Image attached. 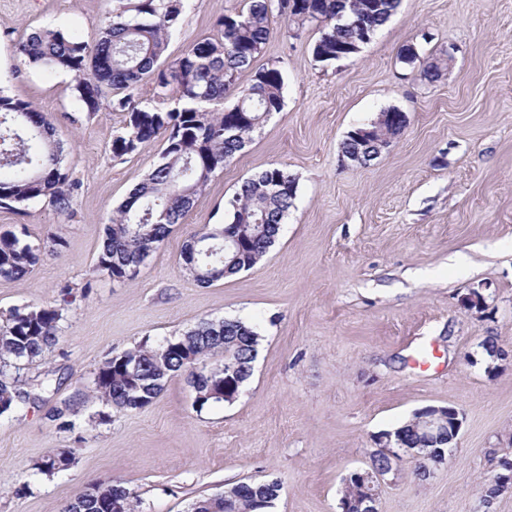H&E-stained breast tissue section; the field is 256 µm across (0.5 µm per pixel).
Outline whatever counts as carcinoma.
<instances>
[{
  "label": "carcinoma",
  "instance_id": "carcinoma-1",
  "mask_svg": "<svg viewBox=\"0 0 512 512\" xmlns=\"http://www.w3.org/2000/svg\"><path fill=\"white\" fill-rule=\"evenodd\" d=\"M99 37L91 44L56 28L28 34L17 45L19 57L30 65L68 72L77 80L75 91L88 114L99 111L104 90L113 91L111 108L124 114L121 130L112 138V154L123 157L140 145L165 139L161 162L130 193L106 226L94 272L114 281L133 279L140 264L160 247L171 226L182 223L197 195L224 161L241 150L267 117L280 111L284 78L276 65L255 71L252 84L231 109L223 108L224 93L234 87L239 71L250 67L276 33L268 0H249L247 9L222 15L217 34L196 40L182 57L162 61L168 36L177 24L182 0H113ZM400 0H295L282 34L300 35L317 22L323 33L315 43V60L330 62L354 39L357 24L382 27ZM152 84V96H136L139 86ZM180 106L168 108L171 95ZM341 150L365 157L377 144H357L346 137ZM80 189L64 165V149L55 138L50 118L31 102L0 94V206L14 207L46 199L59 213L68 214ZM296 180L280 167H268L246 181L230 205L232 221L195 232L185 245L186 271L208 284L259 263L275 244L282 221L293 204ZM26 227L0 233V279L13 280L41 259L43 246L27 240ZM236 246L224 252V239ZM61 303L28 304L9 310L0 323V415L17 410L26 395L17 388L23 366L48 353L59 340L63 313L75 301L74 288L61 286ZM260 336L240 319L206 320L186 333L152 345L143 342L121 355L136 362L134 378L125 366L107 360L95 378V397L117 410H137L151 404L178 373L195 387V405L232 402L224 387L245 383L253 371ZM224 351V373L212 377L189 370V358ZM397 451L416 460L415 475L425 478L434 458L448 449V427L436 445L425 442V421L415 413L395 429ZM395 460L381 451L370 457L367 469L387 474ZM97 499L80 495L65 512H112V498L123 512H136L130 491L118 484L105 487ZM277 479L232 484L229 508L205 497L191 512H270L279 497Z\"/></svg>",
  "mask_w": 512,
  "mask_h": 512
}]
</instances>
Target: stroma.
<instances>
[{"instance_id": "obj_1", "label": "stroma", "mask_w": 512, "mask_h": 512, "mask_svg": "<svg viewBox=\"0 0 512 512\" xmlns=\"http://www.w3.org/2000/svg\"><path fill=\"white\" fill-rule=\"evenodd\" d=\"M246 6L187 0L165 59ZM111 10L112 0H0V93L51 115L81 183L68 215L44 199L0 207L1 231L24 226L31 241H62L24 277L0 280V317L58 304L66 283L89 290L65 311L53 350L22 370L30 402L0 417V512H63L115 482L137 512H188L227 484L268 478L282 483L273 512H340L344 480L367 466L375 435L427 406L459 409L460 433L426 478L402 459L381 483L378 512H512V492L489 505L482 497L499 459L512 457V0H401L356 56L329 63L312 55L319 25L273 36L256 63L281 68V110L125 282L93 265L106 224L164 142L113 157L121 113L105 104L88 114L72 74L15 52L47 26L94 41ZM408 45L418 52L411 63L399 57ZM442 56L439 79H424L425 63ZM389 108L406 112L404 132L369 165L344 160L347 133ZM272 166L297 185L275 245L251 269L197 283L182 266L189 234L229 223L242 183ZM473 290L486 297L482 310L462 303ZM222 318L261 337L235 402L196 410L181 375L142 409L92 398L112 355ZM489 336L509 359L485 351ZM61 453L69 467L38 471Z\"/></svg>"}]
</instances>
